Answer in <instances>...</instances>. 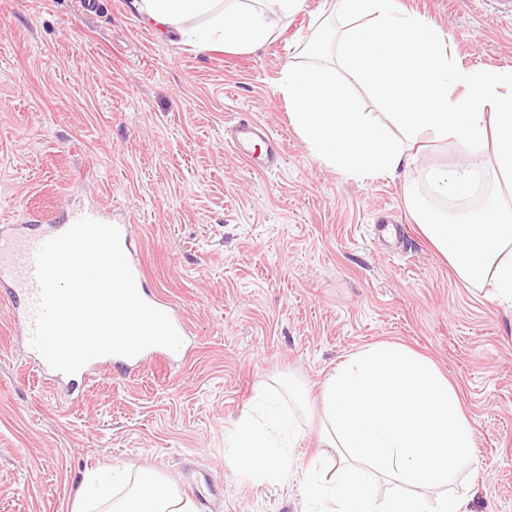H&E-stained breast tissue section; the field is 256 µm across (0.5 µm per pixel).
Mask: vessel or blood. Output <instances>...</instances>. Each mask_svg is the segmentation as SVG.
Wrapping results in <instances>:
<instances>
[{
  "label": "vessel or blood",
  "instance_id": "obj_1",
  "mask_svg": "<svg viewBox=\"0 0 512 512\" xmlns=\"http://www.w3.org/2000/svg\"><path fill=\"white\" fill-rule=\"evenodd\" d=\"M229 144L254 171L266 173L280 164L282 144L271 136L264 124L247 118L237 120L232 127ZM65 230L66 227L62 224H43L37 228L29 224L0 225V287L7 289L12 299L8 317L20 327L23 336H30L32 332V315L38 296L35 254L43 242ZM120 232L122 249L133 271L140 296L151 306L167 313L181 337H189V325L180 307L164 292L146 288L145 269L139 253L133 248L130 225H121ZM23 357L37 370L49 388L60 398L70 402L83 397L87 383L94 374L110 371L128 375L147 363L164 366L175 363L172 351L162 346L147 348L132 358L101 356L91 360L73 375L51 369L32 347L24 348Z\"/></svg>",
  "mask_w": 512,
  "mask_h": 512
}]
</instances>
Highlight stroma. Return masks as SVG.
I'll return each mask as SVG.
<instances>
[{
  "label": "stroma",
  "instance_id": "1",
  "mask_svg": "<svg viewBox=\"0 0 512 512\" xmlns=\"http://www.w3.org/2000/svg\"><path fill=\"white\" fill-rule=\"evenodd\" d=\"M398 2L445 34L461 68L512 67L499 0ZM332 6L306 0L260 49L199 52L131 0H0V225L110 212L196 339L185 364L103 372L65 403L21 363L25 339L0 299V512H71L83 479L114 465L187 497L190 460L221 492L213 512H308L303 475L331 465L322 385L380 342L429 357L458 387L478 440L460 474L466 512H512V310L456 279L408 203L436 202L429 178L462 163L458 143L429 138L397 177L352 178L310 151L279 91L319 27L342 28ZM244 115L281 140L275 172L250 171L225 144ZM382 209L399 225L378 236ZM282 378L308 397L287 470L264 480L241 465L234 425Z\"/></svg>",
  "mask_w": 512,
  "mask_h": 512
}]
</instances>
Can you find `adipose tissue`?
I'll list each match as a JSON object with an SVG mask.
<instances>
[{"label":"adipose tissue","mask_w":512,"mask_h":512,"mask_svg":"<svg viewBox=\"0 0 512 512\" xmlns=\"http://www.w3.org/2000/svg\"><path fill=\"white\" fill-rule=\"evenodd\" d=\"M132 6L145 23L175 31L196 48L247 50L273 42L304 0H133ZM335 11L348 21L334 45L335 64L306 47L308 65L286 64L279 84L309 148L340 173L388 176L405 167L411 141L430 133L455 140L467 157L457 170L432 178L436 195L470 197L476 172L512 190V69L459 68L443 32L400 11L396 0H336ZM355 82L377 96L384 121L361 110ZM488 143L489 163L482 154ZM416 219L459 280L492 288L498 302L512 306V200L491 199L458 221L423 208ZM324 402L321 442L338 455L337 475L323 485L305 474L314 512H461L463 498L448 490L460 467L474 460L476 433L457 387L431 361L401 343L363 348L326 378ZM276 433L293 441L299 426L280 391L267 388L233 437L258 477L276 478L287 466ZM380 480L414 492L378 498ZM97 503L103 512H196L192 500L152 471L141 472L120 498L104 488L93 503L77 491L73 512H91Z\"/></svg>","instance_id":"ef3b65f1"}]
</instances>
